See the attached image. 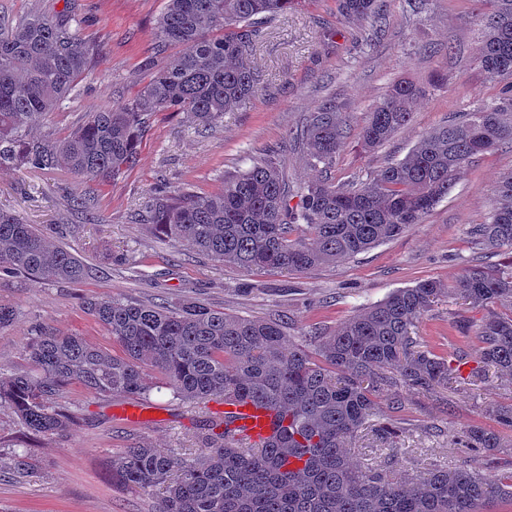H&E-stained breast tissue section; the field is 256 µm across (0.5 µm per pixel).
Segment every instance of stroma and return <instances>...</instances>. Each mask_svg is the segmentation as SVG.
<instances>
[{"mask_svg": "<svg viewBox=\"0 0 512 512\" xmlns=\"http://www.w3.org/2000/svg\"><path fill=\"white\" fill-rule=\"evenodd\" d=\"M165 0H0V14L18 17L38 9L55 14L73 9L83 38L96 55L89 74L68 99L29 136L54 141L67 136L90 109L124 107L176 55L155 47L156 22ZM486 4L474 0H390L382 31L368 22L345 20L336 0H301L274 20L249 58L259 73L258 92L246 105L225 113L209 133L198 132L183 112L156 113L144 133L135 164L119 177L89 181L57 166L0 170V209L20 215L53 244L81 258L82 282H40L0 276V304L15 308L11 327L0 330V375L27 371L25 345L47 331L74 334L113 348L107 331L87 312L88 298L121 297L168 307L189 300L232 315L280 318L285 339L314 348L319 336L398 288L434 278L452 284L470 265L496 266L504 255L488 252L466 233L484 223L497 203L503 173L512 171V145L479 156L448 198L421 223L369 251L306 273L245 270L223 264L186 245L158 237L136 223L154 187L219 191L225 177L275 156L289 180L319 178L295 139L307 112L331 97L348 134L331 174L350 181L373 176L403 159L432 129L459 113L493 102L503 81L479 63ZM425 87L411 122L375 152H364L359 129L368 112L396 81ZM95 194L96 212L86 217L74 201ZM483 315L455 296L441 298L417 325L416 334L437 354L465 351L478 359L472 327ZM74 417L72 429L51 437L29 434L15 414L0 408V512H154L159 491L144 492L113 476L111 461L124 448L150 444L192 457L211 420L224 409L218 400L188 402L166 388L143 401L149 421L125 422L120 396L91 395L68 387L61 400ZM512 403V378L488 371L485 383H453L446 399L416 392L401 410L380 401L379 413L393 423L396 456H389L371 431L357 442L358 463L375 462L418 478L453 468L455 440L471 426L496 423L486 407ZM26 451L31 471L16 470L13 456Z\"/></svg>", "mask_w": 512, "mask_h": 512, "instance_id": "stroma-1", "label": "stroma"}]
</instances>
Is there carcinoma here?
<instances>
[{"label":"carcinoma","mask_w":512,"mask_h":512,"mask_svg":"<svg viewBox=\"0 0 512 512\" xmlns=\"http://www.w3.org/2000/svg\"><path fill=\"white\" fill-rule=\"evenodd\" d=\"M294 2L166 0L155 38L182 50L121 110L95 109L67 138L52 142L32 141L26 130L89 71L94 49L73 18L64 22L32 10L0 21V168L61 164L78 176L114 179L134 164L154 114L187 112L198 127H215L254 95L259 79L248 57L264 25ZM388 2L337 0V9L346 19L378 25ZM487 2L480 64L494 78L512 79V0ZM422 95L413 82L393 83L367 113L362 148L381 147L407 125ZM345 134L336 102L324 99L300 130L307 162L331 168ZM506 139L512 140V82L506 96L428 132L406 158L369 179L324 178L293 188L279 164L267 159L224 178L214 194L175 187L155 192L138 218L224 264L304 273L421 223L475 158ZM497 197L486 222L472 225L469 235L489 251L512 254V171L499 180ZM0 272L79 283L85 265L34 225L0 210ZM450 292L485 311L475 332L481 364L467 383L485 380L487 365L512 376L511 261L469 266L451 289L436 279L399 288L319 337L313 352L286 345L275 317L230 315L195 302L166 307L91 298L89 314L120 351L44 332L27 346L30 371L0 378V405L31 434L53 436L71 424L58 404L67 386L140 398L154 388L148 371L155 370L183 400H250L276 410L281 431L268 446L234 442L221 419L209 424L204 444L189 459L141 445L112 459V473L126 484L164 487L155 512H485L512 501V470L485 473L469 464V452L503 447L497 431L471 427L456 442L463 448L458 464L420 480L352 461L365 429L385 441L396 435L392 424L373 422L380 396L398 410L408 394L446 389L461 378L466 357L420 350L413 336L424 314Z\"/></svg>","instance_id":"cac0c4a2"}]
</instances>
